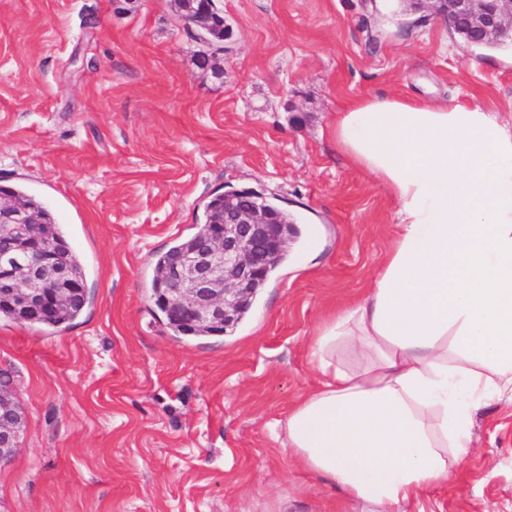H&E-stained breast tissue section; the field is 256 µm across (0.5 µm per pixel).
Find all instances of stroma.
<instances>
[{
    "label": "stroma",
    "mask_w": 512,
    "mask_h": 512,
    "mask_svg": "<svg viewBox=\"0 0 512 512\" xmlns=\"http://www.w3.org/2000/svg\"><path fill=\"white\" fill-rule=\"evenodd\" d=\"M223 75L171 0H0V186L40 199L82 259L62 329L0 319L25 417L0 512H361L297 467L275 424L318 384L312 336L368 285L398 205L336 151L354 98L512 114V41L467 47L402 0H219ZM295 219L287 262L232 332L174 336L154 257L213 194ZM447 485L403 512H512V404L473 418Z\"/></svg>",
    "instance_id": "obj_1"
}]
</instances>
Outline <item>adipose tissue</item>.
<instances>
[{"label":"adipose tissue","instance_id":"1","mask_svg":"<svg viewBox=\"0 0 512 512\" xmlns=\"http://www.w3.org/2000/svg\"><path fill=\"white\" fill-rule=\"evenodd\" d=\"M331 135L398 202L396 233L362 296L318 328L319 385L276 437L348 498L401 512L447 485L474 412L512 401V117L364 96ZM341 344L356 368L337 363Z\"/></svg>","mask_w":512,"mask_h":512}]
</instances>
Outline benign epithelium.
Here are the masks:
<instances>
[{"label":"benign epithelium","instance_id":"1","mask_svg":"<svg viewBox=\"0 0 512 512\" xmlns=\"http://www.w3.org/2000/svg\"><path fill=\"white\" fill-rule=\"evenodd\" d=\"M191 22L204 40L221 14L215 0ZM429 11L451 26L459 25L473 43L512 35V0H408V11ZM31 212L0 198V300L32 321L76 296L84 286L62 268L54 245L37 231ZM210 240L185 252L160 276L168 283L166 303L178 316L203 326L233 324L241 301L267 276V262L288 251L290 235L278 215L258 195L243 204L224 196V209L212 222ZM24 418L10 389L0 387V464L13 456Z\"/></svg>","mask_w":512,"mask_h":512}]
</instances>
